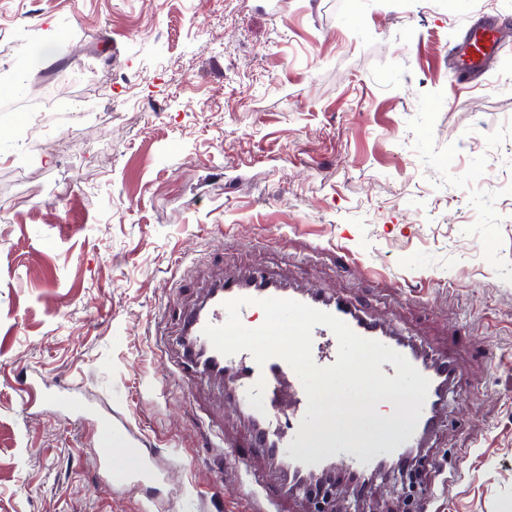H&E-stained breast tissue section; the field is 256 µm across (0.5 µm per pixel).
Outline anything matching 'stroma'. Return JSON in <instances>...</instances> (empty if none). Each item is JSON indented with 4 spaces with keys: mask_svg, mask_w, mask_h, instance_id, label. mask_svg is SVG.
Listing matches in <instances>:
<instances>
[{
    "mask_svg": "<svg viewBox=\"0 0 512 512\" xmlns=\"http://www.w3.org/2000/svg\"><path fill=\"white\" fill-rule=\"evenodd\" d=\"M488 16L508 46L455 89ZM0 129V512H314L180 371V313L252 268L450 356L408 512H512V0H0ZM30 374L78 404L27 406ZM107 414L152 477L110 481Z\"/></svg>",
    "mask_w": 512,
    "mask_h": 512,
    "instance_id": "stroma-1",
    "label": "stroma"
}]
</instances>
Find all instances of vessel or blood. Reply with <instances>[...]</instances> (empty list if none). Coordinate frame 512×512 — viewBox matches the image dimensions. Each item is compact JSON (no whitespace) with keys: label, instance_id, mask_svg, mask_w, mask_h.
I'll use <instances>...</instances> for the list:
<instances>
[{"label":"vessel or blood","instance_id":"vessel-or-blood-1","mask_svg":"<svg viewBox=\"0 0 512 512\" xmlns=\"http://www.w3.org/2000/svg\"><path fill=\"white\" fill-rule=\"evenodd\" d=\"M501 33V25L493 20L469 26L467 39L458 56L461 78L485 72L487 61L501 47ZM236 298L293 299L330 313L358 335L379 341L401 353L429 379L423 412L410 439L400 442L392 454L381 449L363 456L352 450L337 449L336 458L349 471L379 468L391 455L404 458L407 449L424 447L427 438L439 427L447 394L457 379L456 368L449 358L436 357L416 347L391 326L365 315L344 296L289 289L264 270L256 269L243 278L223 277L215 280L205 300L197 307L186 310L181 318L184 336L182 368L200 379H227L230 400L250 413V434L240 445L241 458L262 455L285 466L292 464L293 453L288 445L305 414L307 397L299 377L282 359L272 358L260 365L249 352L226 356L211 347L204 334L205 327L224 324L227 313L223 304ZM312 337L314 362L322 367L333 364L338 355V341L334 333L327 326L318 325L314 327ZM283 403L288 406L285 418L288 430L284 433L278 430L276 424L279 417L277 408Z\"/></svg>","mask_w":512,"mask_h":512}]
</instances>
